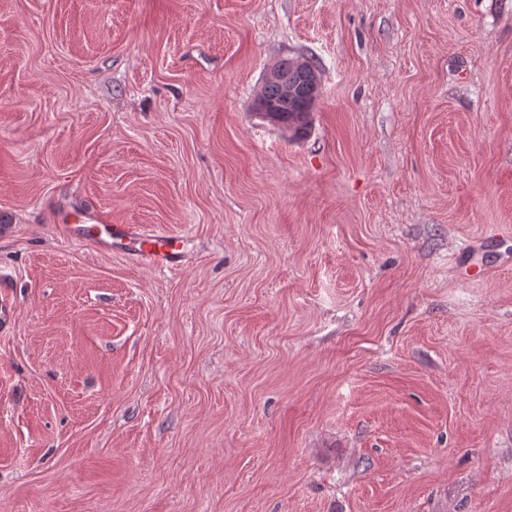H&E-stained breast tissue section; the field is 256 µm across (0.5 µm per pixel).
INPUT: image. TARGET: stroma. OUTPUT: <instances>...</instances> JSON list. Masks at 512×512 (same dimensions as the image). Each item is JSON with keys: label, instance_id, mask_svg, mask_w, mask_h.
<instances>
[{"label": "stroma", "instance_id": "obj_1", "mask_svg": "<svg viewBox=\"0 0 512 512\" xmlns=\"http://www.w3.org/2000/svg\"><path fill=\"white\" fill-rule=\"evenodd\" d=\"M0 264V512H512V0H0ZM308 61L301 60L304 67ZM277 68H275V67ZM274 66H271L265 73L263 84L266 82H278L281 85L282 93L276 85H263L261 92L265 96L267 102L262 98L261 93L254 99L252 109L261 117H266L265 113L272 116L279 124V128H283L291 132L293 139H300L309 134L312 127V116L315 103H312L308 96L317 101L320 96V79H314L308 87L310 80V71L301 67L299 57H284L279 59ZM280 72H279V71ZM288 77V80L283 78ZM301 88V93L296 92L295 86ZM290 95L291 97H288ZM294 95V96H292ZM91 224L63 225L67 237L92 245L106 254H122L148 266L180 269L184 266L187 234L170 235L145 224L112 221L98 212L84 215ZM11 285V274L0 267V331L6 332L12 324L13 306L9 289Z\"/></svg>", "mask_w": 512, "mask_h": 512}]
</instances>
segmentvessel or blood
I'll return each mask as SVG.
<instances>
[{
    "label": "vessel or blood",
    "instance_id": "1",
    "mask_svg": "<svg viewBox=\"0 0 512 512\" xmlns=\"http://www.w3.org/2000/svg\"><path fill=\"white\" fill-rule=\"evenodd\" d=\"M63 230L72 240L92 245L106 254L117 253L148 266L179 269L184 265L185 235H171L144 224L112 221L97 212L86 215L82 224H67ZM11 276L0 268V331L10 328L13 306L9 287Z\"/></svg>",
    "mask_w": 512,
    "mask_h": 512
}]
</instances>
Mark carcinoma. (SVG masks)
Masks as SVG:
<instances>
[{
  "instance_id": "1",
  "label": "carcinoma",
  "mask_w": 512,
  "mask_h": 512,
  "mask_svg": "<svg viewBox=\"0 0 512 512\" xmlns=\"http://www.w3.org/2000/svg\"><path fill=\"white\" fill-rule=\"evenodd\" d=\"M280 73L288 77V82L301 88V91L291 97L280 94L275 85L262 86L272 116L279 127L291 132V137L300 139L309 134L312 127L314 103L307 98L306 87L310 80V71L301 67L299 58L284 57L275 63Z\"/></svg>"
}]
</instances>
